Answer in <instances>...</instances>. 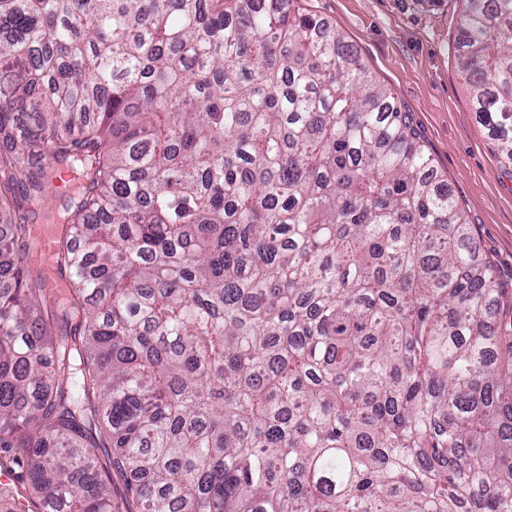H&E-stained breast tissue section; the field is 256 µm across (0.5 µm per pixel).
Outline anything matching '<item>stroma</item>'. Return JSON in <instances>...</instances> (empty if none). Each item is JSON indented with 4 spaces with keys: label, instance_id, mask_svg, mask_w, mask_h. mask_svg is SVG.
Listing matches in <instances>:
<instances>
[{
    "label": "stroma",
    "instance_id": "35a3bbf8",
    "mask_svg": "<svg viewBox=\"0 0 512 512\" xmlns=\"http://www.w3.org/2000/svg\"><path fill=\"white\" fill-rule=\"evenodd\" d=\"M353 44L408 112L472 225L500 287L512 290V167L474 112L454 49L461 0H298Z\"/></svg>",
    "mask_w": 512,
    "mask_h": 512
}]
</instances>
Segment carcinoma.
<instances>
[{"mask_svg":"<svg viewBox=\"0 0 512 512\" xmlns=\"http://www.w3.org/2000/svg\"><path fill=\"white\" fill-rule=\"evenodd\" d=\"M464 2L512 165V0ZM0 141L64 280L0 207V448L46 512H512V294L324 18L0 0ZM41 245L39 249L29 257V261L41 266L48 274L51 281L56 278L55 253L56 244L55 237L43 228L39 232Z\"/></svg>","mask_w":512,"mask_h":512,"instance_id":"carcinoma-1","label":"carcinoma"}]
</instances>
